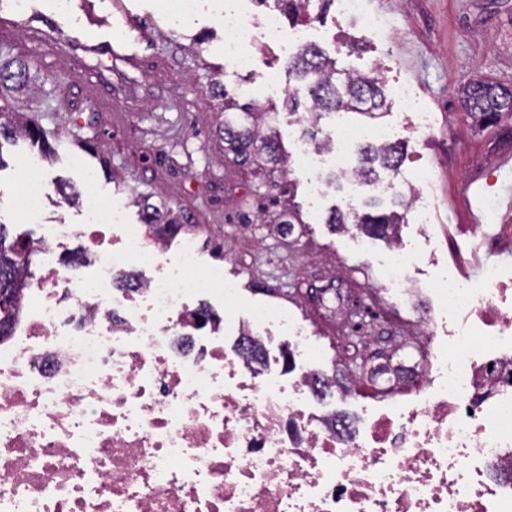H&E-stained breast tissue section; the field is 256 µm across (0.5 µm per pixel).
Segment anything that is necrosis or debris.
Masks as SVG:
<instances>
[{"label": "necrosis or debris", "mask_w": 512, "mask_h": 512, "mask_svg": "<svg viewBox=\"0 0 512 512\" xmlns=\"http://www.w3.org/2000/svg\"><path fill=\"white\" fill-rule=\"evenodd\" d=\"M207 1L237 68L284 45L277 14L161 4L176 26ZM358 137L337 125L327 152L356 192ZM80 207L27 239L40 272L0 339V512H512V270L410 287L422 256L394 244L383 280L428 297V339L354 386L304 365L321 351L286 309L242 319L239 281L195 238ZM357 387L383 402L325 409Z\"/></svg>", "instance_id": "4bbe7bcc"}]
</instances>
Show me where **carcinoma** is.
Wrapping results in <instances>:
<instances>
[{
    "label": "carcinoma",
    "mask_w": 512,
    "mask_h": 512,
    "mask_svg": "<svg viewBox=\"0 0 512 512\" xmlns=\"http://www.w3.org/2000/svg\"><path fill=\"white\" fill-rule=\"evenodd\" d=\"M309 0H275V7L290 21L307 10ZM292 70L304 83L303 92L311 101L310 111L362 112L376 117V112L386 107V98L381 82L366 74L336 69V63L327 58L317 47L306 46L292 62ZM29 83V69L22 60H0V98L4 92H20ZM209 92L224 99V122L221 133L226 149L234 161L242 166L272 164L283 165L286 159L279 153V146L270 137L245 125L242 113L259 112L256 101L242 106L229 97L224 83L215 81ZM466 106L471 114H478L493 124L507 112L512 115V89L500 87L483 79L474 81L466 92ZM0 138H25L39 146L42 156L50 157L51 147L40 126L30 122L21 112L0 111ZM400 149L395 143L369 144L364 148L362 165L358 176L367 182L378 180L377 168L393 170L397 167ZM401 215L386 213L334 212L329 223L343 228L348 223L359 224L370 235H388V231L400 223ZM143 223L160 224L162 232L171 234L183 228L175 219H163V214L154 207L143 208ZM29 252L18 240L7 241L4 227L0 225V336L7 335L15 321L16 302L25 278L19 276L21 269L30 270Z\"/></svg>",
    "instance_id": "carcinoma-1"
}]
</instances>
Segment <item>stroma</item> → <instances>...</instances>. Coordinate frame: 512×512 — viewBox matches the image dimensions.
I'll return each instance as SVG.
<instances>
[{
    "instance_id": "1",
    "label": "stroma",
    "mask_w": 512,
    "mask_h": 512,
    "mask_svg": "<svg viewBox=\"0 0 512 512\" xmlns=\"http://www.w3.org/2000/svg\"><path fill=\"white\" fill-rule=\"evenodd\" d=\"M102 7L129 17L133 27L151 29L154 39L141 49L138 67L116 61L104 73L82 51L48 53L27 31H0V58L27 59L36 77L0 107L37 121L55 152L38 173L50 188L40 222L23 224L11 203L27 180L22 161L36 149L22 140H0V224L10 236L38 237L43 223H82L79 207L56 191L64 182L111 199L130 224L140 223L141 203L163 205L179 215L185 232L198 236L201 264L223 260L230 277L253 270L242 318L258 307L283 305L304 315L316 342L346 365L390 350L393 337L408 335L413 318L381 288L390 244L358 226L337 231L326 222L331 210H359L373 196L365 192L350 201L327 169L323 177L330 186L315 211L308 183L294 169L237 165L219 135L223 106L208 92L218 78L236 99L273 107L275 122L257 115L251 122L274 129L283 155H290L308 123L306 108H288V91L298 85L289 62L303 46L314 45L337 68L376 74L387 89L405 84L432 114L430 131L412 129L391 98L380 122L393 128L402 162L394 186L373 198L387 211L399 194L432 203L436 231L427 239L418 231L414 207L404 212L403 242L428 256L407 270L408 279L432 282L440 264L454 261L471 278L488 280L486 266L470 260V226L481 214L486 231L503 222L495 180L512 171V116L477 125L466 112L464 91L478 78L512 87V0H364L365 10L383 17L375 33L354 20L334 26L331 2L326 11L311 9L305 23L287 24L301 38L260 56L255 75L227 63L223 30L209 11L174 29L159 0H104ZM87 138L91 149H80ZM76 153L78 167L70 161ZM468 185L482 189L480 207L470 205ZM289 208L302 221L301 234L281 235L260 221Z\"/></svg>"
}]
</instances>
